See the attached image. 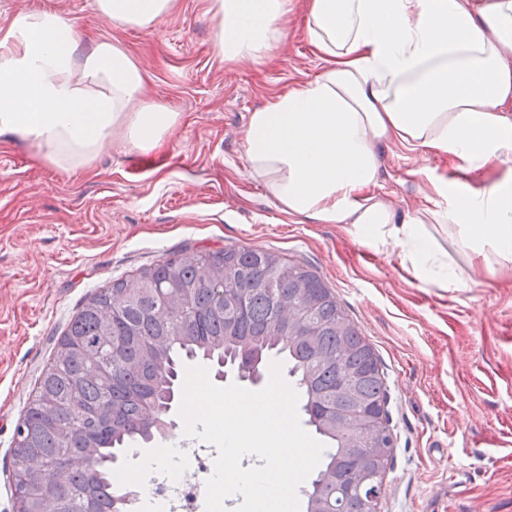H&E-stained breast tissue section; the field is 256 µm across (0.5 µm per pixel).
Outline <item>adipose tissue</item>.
Listing matches in <instances>:
<instances>
[{
  "label": "adipose tissue",
  "instance_id": "1",
  "mask_svg": "<svg viewBox=\"0 0 512 512\" xmlns=\"http://www.w3.org/2000/svg\"><path fill=\"white\" fill-rule=\"evenodd\" d=\"M173 0H95L97 15L148 28ZM311 43L326 61L253 112L245 160L281 211L316 224H351L364 243L402 251L415 281L462 284L439 242L457 238L473 263L512 277V179L459 197L432 181L433 206L403 216L379 201L381 154L396 142L464 171L512 156V0H304ZM215 45L228 60H257L288 36L293 0H212ZM144 76L101 39L79 49L72 24L22 10L0 40V135L36 147L64 171L96 159L120 136L161 148L176 122L140 101Z\"/></svg>",
  "mask_w": 512,
  "mask_h": 512
}]
</instances>
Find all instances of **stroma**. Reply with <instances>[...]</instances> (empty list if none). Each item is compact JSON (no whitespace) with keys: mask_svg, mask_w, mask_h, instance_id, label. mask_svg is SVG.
<instances>
[{"mask_svg":"<svg viewBox=\"0 0 512 512\" xmlns=\"http://www.w3.org/2000/svg\"><path fill=\"white\" fill-rule=\"evenodd\" d=\"M209 5L174 0L155 26L134 29L100 19L94 0H0V35L19 10L59 13L82 48L104 37L124 48L145 75L141 99L178 115L160 149L112 141L76 172L0 136V512H15L16 425L87 298L173 253L253 247L313 267L379 357L394 448L378 512H512V280L464 261L450 240L464 287L422 284L399 248L277 208L246 167L249 118L326 63L299 6L266 58L225 61ZM430 177L487 189L512 178V160L464 174L394 144L375 194L403 215L429 206Z\"/></svg>","mask_w":512,"mask_h":512,"instance_id":"stroma-1","label":"stroma"}]
</instances>
